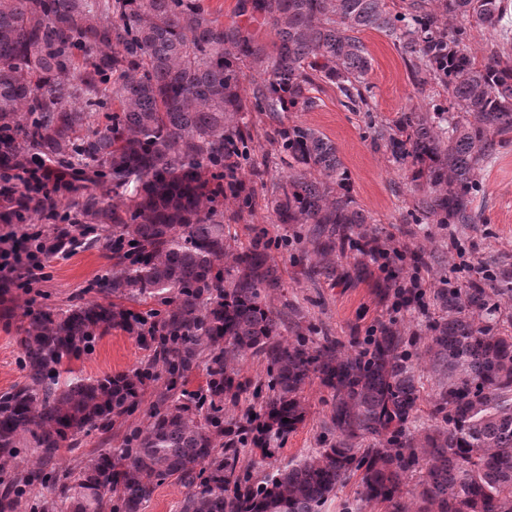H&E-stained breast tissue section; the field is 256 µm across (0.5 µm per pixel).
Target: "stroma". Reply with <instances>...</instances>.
Returning <instances> with one entry per match:
<instances>
[{"instance_id":"obj_1","label":"stroma","mask_w":512,"mask_h":512,"mask_svg":"<svg viewBox=\"0 0 512 512\" xmlns=\"http://www.w3.org/2000/svg\"><path fill=\"white\" fill-rule=\"evenodd\" d=\"M363 41L372 58L370 104L377 118H394L404 108L418 106L422 98L415 93L409 69L399 49L386 36L366 32ZM320 105L310 112H283L278 119L254 115L258 135H265L278 124L301 123L310 126L336 146L351 177V192L361 209L375 222L380 247L397 248L403 260V277L420 275L423 290L416 300L404 303L397 296L380 299L376 289L387 277L382 258L361 257L347 248L343 257L329 268H316V257L307 225L275 224L263 205H256L230 229L239 242L256 237L277 241L272 257L283 286L272 293L286 324L284 336L294 339L297 330L306 329L314 342L323 338L336 341L345 353L358 350L379 323L392 324L403 336L407 349L422 361V395L419 420L429 423L435 375L421 355L428 342L425 319L417 315L419 305H431L436 288H461L475 279L477 269L493 273L512 272V142L499 148L491 164L479 173L480 191L473 202L477 216L473 224H416L411 218L413 192L401 170L388 162L382 147L374 142L366 127V116L344 107V97L333 85L322 86ZM366 269L356 273V260ZM112 266L108 251L84 245L66 258H53L47 264L48 278L37 284L38 306L63 311L97 299L94 282ZM14 314L0 319V392L24 380L22 355L17 338L25 324L27 294L12 289ZM149 353L134 336L115 331L98 340L92 350L74 361L83 377L129 372L144 366ZM162 383L152 384L143 403L122 425L110 430L82 434L78 443L63 447L50 463H42L39 451L22 449L14 466L21 473L42 472L59 480L74 470L92 452L117 446L128 428L146 426L147 413L157 402ZM305 419L291 433L275 455L256 464V472L286 467L312 449L332 441L327 428L332 412V392L319 381L307 384L302 393Z\"/></svg>"}]
</instances>
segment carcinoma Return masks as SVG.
<instances>
[{
  "label": "carcinoma",
  "instance_id": "carcinoma-1",
  "mask_svg": "<svg viewBox=\"0 0 512 512\" xmlns=\"http://www.w3.org/2000/svg\"><path fill=\"white\" fill-rule=\"evenodd\" d=\"M508 0H238L224 23L201 0H0V220L77 224L112 253L95 282L101 300L28 315L18 344L23 383L0 394V473L33 439L50 462L66 443L134 414L150 384L186 380L199 363L205 391L161 396L146 427L89 457L39 512H142L171 477L187 488L183 512H324L356 479L345 512L386 503L408 512L403 486L418 478L420 512H512V330L499 328L512 276L489 287L439 288L425 354L437 380L434 423L417 436L421 377L400 334L382 323L354 354L336 343L283 339L269 293L282 287L269 243L233 246L219 199L276 224H311L325 263L371 219L351 193L336 145L291 124L267 135L254 160L252 114L309 112L330 84L353 112H371V59L360 34L390 38L417 94L435 83L447 102L374 122L376 140L413 188V223L472 224L477 171L512 133V37L474 62L469 20L502 28ZM270 30L258 41L251 27ZM259 79L242 93L246 72ZM288 173L265 180L269 158ZM29 181L23 202L7 185ZM159 300L165 310L127 304ZM122 330L151 365L89 380L72 362ZM266 364L267 384L241 375L240 357ZM333 392L336 441L294 465L254 475L240 449L268 458L304 421L301 392ZM262 399L239 422L224 401ZM27 476L0 478V512H15Z\"/></svg>",
  "mask_w": 512,
  "mask_h": 512
}]
</instances>
